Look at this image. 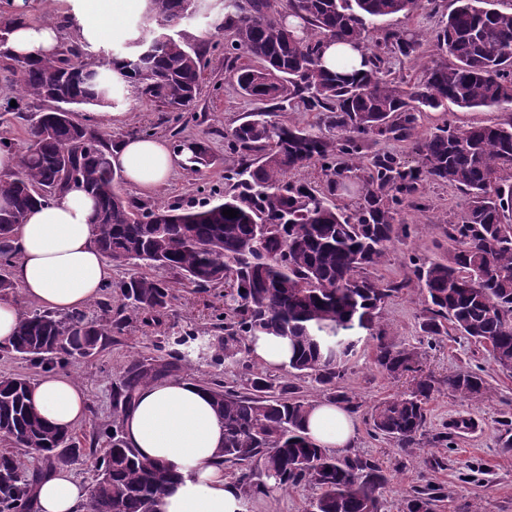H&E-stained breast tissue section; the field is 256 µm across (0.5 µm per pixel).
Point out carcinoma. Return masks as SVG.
Returning a JSON list of instances; mask_svg holds the SVG:
<instances>
[{"instance_id": "carcinoma-1", "label": "carcinoma", "mask_w": 512, "mask_h": 512, "mask_svg": "<svg viewBox=\"0 0 512 512\" xmlns=\"http://www.w3.org/2000/svg\"><path fill=\"white\" fill-rule=\"evenodd\" d=\"M147 2L149 33L130 39L125 52L89 55L82 44L67 41L57 55L40 59L11 53L9 36L21 19L0 9V61L23 96L54 103L30 124L16 170L0 178V267L10 266L15 227L29 210L78 181L96 201L97 242L111 262L163 267L180 285L199 290L225 285L215 334L165 336L158 345L163 357L133 361L112 384V423L99 428L107 446L90 449L98 477L86 512H156L173 473L126 443L122 417L142 385L167 377L195 353L249 372L240 389L201 382L224 422V464L244 494L267 496L305 483L317 490L308 512H380L388 484L382 464L359 455L339 458L314 445L304 428L313 403L297 396L295 386H276L251 371L247 341L258 333L288 337L289 373L315 374L327 400L355 414L357 396L339 386L356 346L353 331L372 330L391 296L416 288L426 305L424 335H446L451 327L491 346L497 365L512 370V115L420 132L426 111L450 103L512 108V11L488 7L492 0H453L436 33L437 58L411 83L388 77L383 64L391 53H420V34L392 31L373 40L369 34L377 20L408 18L424 0H282L277 6L274 0H224L215 29L232 34L231 50L258 62L234 73L256 108L224 134L228 152L239 158L224 171V191L213 188L203 201L183 205L124 198L110 161L112 140L75 116L81 107L119 105L114 73L175 110L197 98L203 54L177 29L197 0ZM325 41L362 44L368 68L348 73L341 59L337 71L325 69ZM297 98L318 112L317 126L275 120ZM379 140L412 142L416 164L388 153L366 158ZM197 147L183 163L194 173L210 164L208 147ZM310 164L320 165L327 191L289 179ZM348 181L358 184L361 197L340 207L330 197ZM430 183L450 184L469 199L461 220L448 222V255L429 262L409 258L410 273L400 281L372 276L390 247L410 235L402 207L421 206ZM225 209L238 211L237 217L224 216ZM148 213L160 223H140ZM117 288L118 317L108 305L100 322L80 311H34L3 350L63 363L93 355L134 321L163 324L173 299L169 282L136 273ZM373 361L390 377L411 376L413 387L372 409V430L403 451L420 446L434 381L420 373L419 352L381 340ZM446 384L473 402L489 390L467 369L449 374ZM31 390L26 378L0 375V438L17 449L0 454V512H32L31 490L44 471L28 468L29 457L62 466L79 451L70 433L46 426L33 412ZM470 428V421L457 420L428 444L446 446ZM443 498L430 484L414 488L407 512H435Z\"/></svg>"}]
</instances>
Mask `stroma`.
Listing matches in <instances>:
<instances>
[{"label":"stroma","instance_id":"obj_1","mask_svg":"<svg viewBox=\"0 0 512 512\" xmlns=\"http://www.w3.org/2000/svg\"><path fill=\"white\" fill-rule=\"evenodd\" d=\"M451 7V0H429L425 9L412 18L387 17L378 21L377 27L382 32L412 29L429 36L441 15ZM197 9L195 17L180 24L181 30L204 49L206 59L201 94L190 108L175 115L166 106L134 92L112 117L100 118L92 107L82 108L78 114L80 121L98 124L117 144L144 131L167 138L175 129L181 139L206 142L211 165L199 173L177 169L166 186L149 193L152 201L197 202L202 200L204 190L223 187L225 168L238 163L237 156L224 148V133L243 122L251 110L250 102L230 76L232 64L246 65L250 59L245 55L235 62L225 58L224 47L231 36L214 29L224 16V0H199ZM422 203V209H405L404 219L412 233L390 248L385 263L377 270L381 279H402L408 271L409 256L439 259L448 245L449 222L458 221L467 208L466 196L448 185H425ZM213 301V294L175 288L171 311L162 329L132 323L123 334L112 336L99 354L63 364V371L89 397L88 413L72 431L81 451L70 464L75 477L85 486H92L97 474L95 459L87 452L93 432L112 420L113 382L132 360L156 356L160 335L177 336L190 329L209 328ZM424 318L417 296L405 290L387 300L373 331H361L342 382L344 389L356 393L362 403L354 418L351 451L378 461L386 469L389 484L383 493V512H406V498L412 487L426 484L442 488L445 494L436 512H512V451L501 448L500 425L501 420L512 417V371L501 370L486 349L458 332L427 339L421 331ZM381 338L417 347L423 355L425 374L439 382L427 404V434L442 431L461 417L473 419L474 429L455 437L450 447H427L410 454L393 441L372 436V407L409 386L408 378L394 379L375 367L373 352ZM462 368L479 373L487 381L489 392L482 402L463 400L445 385L448 373ZM177 375L193 381L217 379L237 388L246 378L238 365L227 362L217 366L199 358L181 366ZM315 494L314 488L304 484L286 493L275 491L263 498H250L249 512H306Z\"/></svg>","mask_w":512,"mask_h":512}]
</instances>
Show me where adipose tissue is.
Segmentation results:
<instances>
[{
  "instance_id": "obj_1",
  "label": "adipose tissue",
  "mask_w": 512,
  "mask_h": 512,
  "mask_svg": "<svg viewBox=\"0 0 512 512\" xmlns=\"http://www.w3.org/2000/svg\"><path fill=\"white\" fill-rule=\"evenodd\" d=\"M138 2L70 0L68 25L81 40L95 42L121 32L123 18ZM29 6L30 0H11L13 12L24 18L9 38L11 51L25 57L56 55L62 46L60 27L28 20ZM181 161L166 140L156 137L126 139L111 157L127 183L145 191L164 186ZM94 209L87 193L66 189L35 206L17 226L11 277L28 298L62 314L99 300L112 266L96 243ZM31 404L47 426L67 431L84 419L88 395L72 376L49 369L33 386ZM305 427L318 447L352 445V417L342 407L315 405ZM123 432L143 458L175 475L157 512H248L240 486L224 473L219 454L224 426L209 393L197 383L168 379L143 386L123 417ZM87 496L65 467L49 470L32 491L35 512H85Z\"/></svg>"
}]
</instances>
